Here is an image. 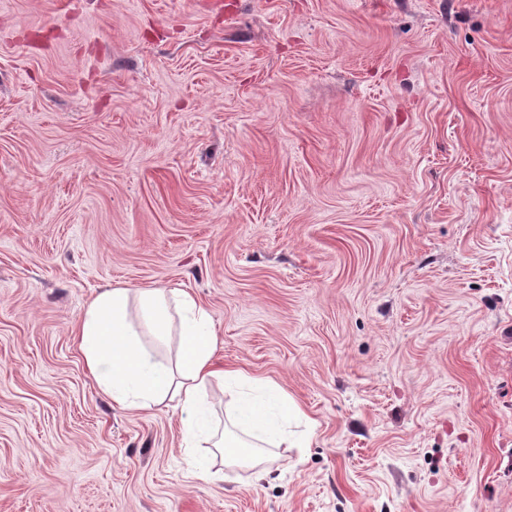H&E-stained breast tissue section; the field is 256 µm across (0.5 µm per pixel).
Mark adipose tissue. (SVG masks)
<instances>
[{"mask_svg": "<svg viewBox=\"0 0 512 512\" xmlns=\"http://www.w3.org/2000/svg\"><path fill=\"white\" fill-rule=\"evenodd\" d=\"M133 299L151 335L179 334L182 356L178 368L155 361L145 350L129 314ZM76 334L90 375L114 405L146 411L176 401L186 447H196L206 437L224 463L254 468L268 457L249 451L247 437L275 448L304 445L305 433L292 430L301 423L303 413L277 383L217 364L216 332L207 311L188 292L106 289L87 303ZM216 378L237 388L231 399L235 409L231 423L240 430V437L209 427L203 393Z\"/></svg>", "mask_w": 512, "mask_h": 512, "instance_id": "1", "label": "adipose tissue"}]
</instances>
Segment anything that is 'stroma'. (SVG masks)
Masks as SVG:
<instances>
[{"mask_svg":"<svg viewBox=\"0 0 512 512\" xmlns=\"http://www.w3.org/2000/svg\"><path fill=\"white\" fill-rule=\"evenodd\" d=\"M113 287L308 447L196 477L88 373ZM0 512H512V0H0Z\"/></svg>","mask_w":512,"mask_h":512,"instance_id":"stroma-1","label":"stroma"}]
</instances>
